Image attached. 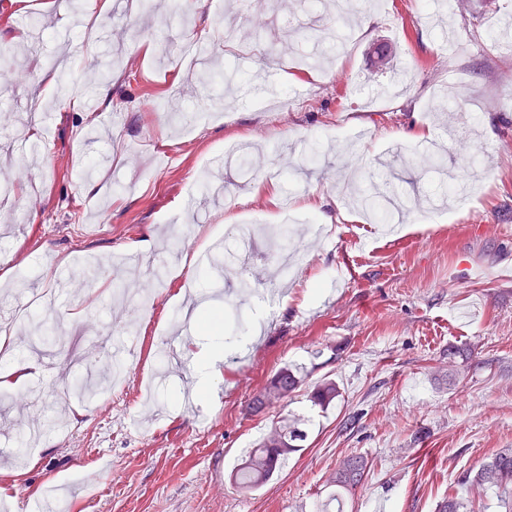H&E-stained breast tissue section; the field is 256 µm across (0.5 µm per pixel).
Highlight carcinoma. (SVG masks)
Wrapping results in <instances>:
<instances>
[{
    "instance_id": "cac0c4a2",
    "label": "carcinoma",
    "mask_w": 512,
    "mask_h": 512,
    "mask_svg": "<svg viewBox=\"0 0 512 512\" xmlns=\"http://www.w3.org/2000/svg\"><path fill=\"white\" fill-rule=\"evenodd\" d=\"M305 383L299 368L291 365L280 367L248 406L252 415L263 414L271 409H284ZM80 398L92 397L103 391L102 381L91 376L80 377L72 384ZM311 405L324 411L341 396L335 379L323 376L308 387ZM303 419L284 417L280 425L263 436L249 454L236 467L232 479L242 490L251 491L266 485L281 468L288 456L302 450L306 433L301 429ZM368 467L367 460L358 455L345 457L331 478L336 495L354 491L362 482ZM468 494L492 491L500 498L504 512H512V448H499L470 470L464 477ZM436 512H472L469 499L451 492L436 506Z\"/></svg>"
}]
</instances>
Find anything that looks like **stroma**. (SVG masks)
Wrapping results in <instances>:
<instances>
[{"mask_svg": "<svg viewBox=\"0 0 512 512\" xmlns=\"http://www.w3.org/2000/svg\"><path fill=\"white\" fill-rule=\"evenodd\" d=\"M350 2L331 43L334 0H153L149 13L114 0L87 43V0H0V48L17 57L0 93V173L16 201L0 207V269H14L23 297L0 295V325L45 320L61 332L53 346L12 345V360L43 370L0 400L7 512L51 499L66 512H316L351 454L371 467L342 512H435L468 470L512 448V53L494 39L512 8L451 0L435 26L438 0ZM385 43L410 81L374 99ZM55 64L96 93L94 107L47 91L38 74ZM236 142L252 147L246 164L216 170ZM272 166L273 195L262 178ZM386 186L395 230L384 236L351 195ZM285 197L301 199L293 213L315 228L289 239L292 275L272 313L235 274H191L218 300L225 336L256 333L225 353L213 402L195 388L187 333L163 369L127 378L130 395L152 387L157 417L70 392L108 370L102 329L132 346L146 327L113 298L128 285L118 259L129 244H150L134 252L143 288L180 231V270L241 224L259 228L247 252L270 254L264 230L281 224ZM86 266L94 283L65 278ZM189 300L155 290L160 338L175 335ZM457 347L467 358H449ZM287 363L335 378L342 396L322 413L298 391L287 412L306 419L303 450L265 487L239 490L231 472L279 418L248 404Z\"/></svg>", "mask_w": 512, "mask_h": 512, "instance_id": "1", "label": "stroma"}]
</instances>
